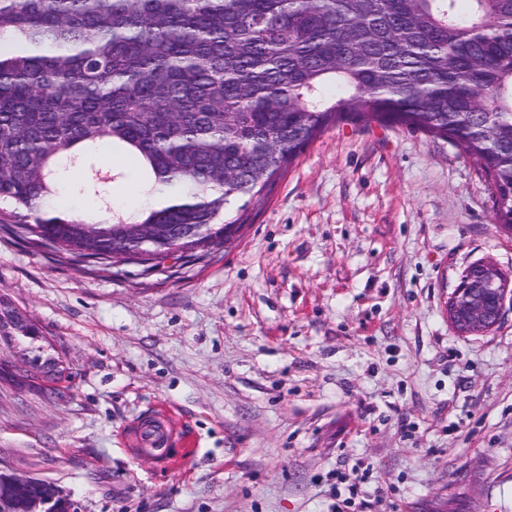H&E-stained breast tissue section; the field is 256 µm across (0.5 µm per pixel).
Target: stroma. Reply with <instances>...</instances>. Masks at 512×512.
<instances>
[{
  "mask_svg": "<svg viewBox=\"0 0 512 512\" xmlns=\"http://www.w3.org/2000/svg\"><path fill=\"white\" fill-rule=\"evenodd\" d=\"M62 205L133 214V162ZM222 246L156 267L76 263L0 233V300L60 357L56 393L0 382V469L81 512H512V310L458 335L446 300L487 261L512 277L475 160L400 126L328 127ZM169 408L196 448L125 443Z\"/></svg>",
  "mask_w": 512,
  "mask_h": 512,
  "instance_id": "obj_1",
  "label": "stroma"
}]
</instances>
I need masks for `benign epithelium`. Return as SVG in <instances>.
<instances>
[{
    "label": "benign epithelium",
    "instance_id": "benign-epithelium-1",
    "mask_svg": "<svg viewBox=\"0 0 512 512\" xmlns=\"http://www.w3.org/2000/svg\"><path fill=\"white\" fill-rule=\"evenodd\" d=\"M512 303V289L498 281V269L485 262L468 267L448 297L446 309L452 327L462 336L486 333L497 327ZM22 502L26 512H54L63 505L79 512L78 505L52 484L10 475L0 483V506Z\"/></svg>",
    "mask_w": 512,
    "mask_h": 512
}]
</instances>
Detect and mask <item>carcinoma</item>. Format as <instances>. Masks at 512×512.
I'll return each mask as SVG.
<instances>
[{
  "label": "carcinoma",
  "instance_id": "cac0c4a2",
  "mask_svg": "<svg viewBox=\"0 0 512 512\" xmlns=\"http://www.w3.org/2000/svg\"><path fill=\"white\" fill-rule=\"evenodd\" d=\"M401 125L476 159L512 229V0H0V232L107 266L236 233L331 124ZM139 158L159 203L88 218L58 205ZM40 331L0 301L1 336Z\"/></svg>",
  "mask_w": 512,
  "mask_h": 512
}]
</instances>
